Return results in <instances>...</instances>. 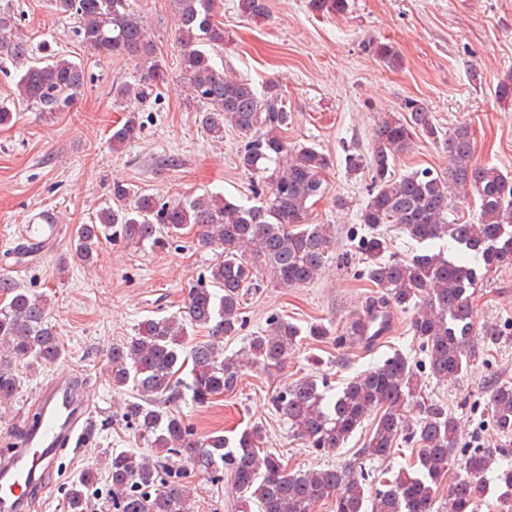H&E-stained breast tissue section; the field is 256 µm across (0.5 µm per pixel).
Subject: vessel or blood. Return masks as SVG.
<instances>
[{
    "label": "vessel or blood",
    "mask_w": 512,
    "mask_h": 512,
    "mask_svg": "<svg viewBox=\"0 0 512 512\" xmlns=\"http://www.w3.org/2000/svg\"><path fill=\"white\" fill-rule=\"evenodd\" d=\"M91 403L80 376L54 379L36 402V413L24 422L23 438L0 460V512H30L64 451L81 448Z\"/></svg>",
    "instance_id": "obj_1"
}]
</instances>
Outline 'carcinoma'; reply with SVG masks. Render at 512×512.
<instances>
[{
    "label": "carcinoma",
    "instance_id": "obj_1",
    "mask_svg": "<svg viewBox=\"0 0 512 512\" xmlns=\"http://www.w3.org/2000/svg\"><path fill=\"white\" fill-rule=\"evenodd\" d=\"M180 71L190 93L205 111L200 123L214 142L224 141L227 126L245 137L240 163L254 186V203L238 205L205 192L160 200L135 193L120 182L112 195L119 202L97 214L92 224H79L71 239L74 258L94 262L101 239L122 237L138 246L164 247L167 238L188 225L201 229L206 245L221 247L220 257L188 291L179 313L147 318L133 336L112 346L106 366L112 386L129 388L123 415L138 441L150 452L114 450L104 458V472L87 469L72 481L68 512H92L93 487L105 479L118 512H192L189 492L169 461L177 458L198 473L233 482L240 496L237 512H476L477 504L494 491L499 512H512V448L467 452L462 472L450 475L459 448L458 421L442 404L428 406L426 416L411 426L408 403L423 393L425 382L457 379L476 354L500 344L504 333L494 323L476 326L473 298L478 271L490 274L512 267V176L495 167L472 164L470 127L458 125L441 133L428 106L412 99L405 113L384 112L372 134L369 157L350 154L349 171L372 173L371 188L358 221L364 235L358 248L365 260L363 276L375 288L363 313L352 318L346 335L375 345L381 318L390 329V312L409 315L410 331L419 341L421 363L401 352L356 374L335 394L304 378L276 392L274 411L288 424L293 439L321 452L342 448L375 415V425L357 457L319 469L288 470L283 457L263 448L265 432L255 423L230 438H192L188 425L173 409L182 389L197 404L234 391L243 371L282 363L308 337L330 334L322 323L302 328L279 316L267 328L247 337L232 355L223 356L220 342L239 336L245 292L267 272L283 288L313 281L329 259L336 240L332 224H309V203L326 193L323 174L330 160L314 146L288 144L290 115L277 85L258 91L248 80L215 67L209 49L224 46V27L214 18L215 0H171ZM55 12L74 20L82 46L99 57L131 56L139 60L138 83H120L114 97L143 101L164 82L165 71L147 38L143 17L129 0H53ZM312 10L341 14L347 0H309ZM240 15L266 14L265 0H239ZM365 50L385 66L397 68L402 58L390 42L371 39ZM11 64L19 99L39 112L71 108L85 85L81 64L48 44L35 48L17 31L14 16L0 8V68ZM140 125L131 117L112 132V146L121 149L138 138ZM430 139L448 154V170L425 168L399 177L393 167L408 153L416 135ZM475 195L479 218L472 223L448 221L451 194ZM395 231L420 245L408 259L388 255L386 231ZM45 245L30 238L11 254L21 262ZM0 404L15 398L20 378L15 366H50L62 358L64 346L49 321L50 302L16 279L0 274ZM207 330L211 340L190 344L189 329ZM190 368L191 381L178 374ZM489 418L504 436L512 435V384L497 385L487 404ZM407 438L418 448L404 465L377 480L366 463L389 461L394 444Z\"/></svg>",
    "mask_w": 512,
    "mask_h": 512
}]
</instances>
